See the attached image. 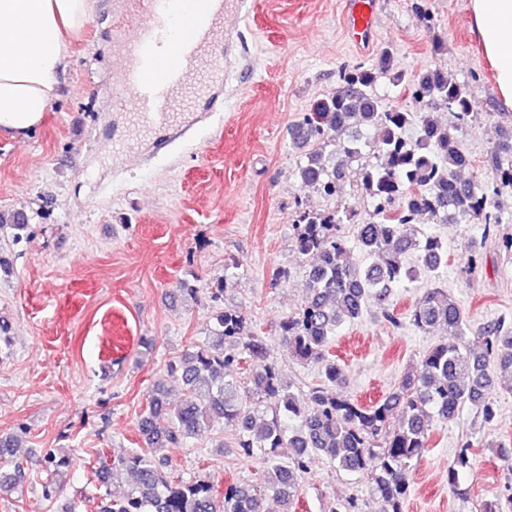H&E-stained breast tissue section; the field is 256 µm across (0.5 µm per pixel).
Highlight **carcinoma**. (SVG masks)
<instances>
[{
	"instance_id": "carcinoma-1",
	"label": "carcinoma",
	"mask_w": 512,
	"mask_h": 512,
	"mask_svg": "<svg viewBox=\"0 0 512 512\" xmlns=\"http://www.w3.org/2000/svg\"><path fill=\"white\" fill-rule=\"evenodd\" d=\"M410 7L433 32V48L442 50L444 41L426 0H410ZM383 76L404 85L419 109L386 105L376 92ZM439 106L455 112L463 124L473 115L475 102L468 85L448 72L429 69L407 76L385 50L374 63L345 71L328 100L302 117L311 149L298 175L324 196H336L350 163L360 160L365 149L376 158V163L353 170L357 186L373 206L371 219L354 224L356 246L374 258L371 265L353 262L348 241L339 234L341 225L353 224L352 211H305L294 224L295 247L309 264L307 298L281 321L279 340L296 362L320 367L322 384L301 399L282 382L273 363L243 383L227 374L247 358H266L267 346L249 335L239 310L219 307L208 340L168 365V376L185 386L184 397L171 404L163 384L152 390L149 411L138 424L147 447L177 448L222 422L235 431L244 455L265 457L264 482L272 495L237 484L220 492L205 479L174 480L149 455L133 453L101 462L104 479L124 471L132 483L124 496L103 498L99 512H289L298 478L316 455L342 470L367 475L384 512H403L412 471L430 445L433 421L451 423L467 406L492 418L491 392L512 382V320L475 328L461 304L442 288L426 289L409 310L414 327L442 340L409 367L388 395L370 404L340 395L342 369L329 357L337 329L356 322L370 305L387 322L399 323L392 289L418 279V270L406 264L408 253H417L422 270L435 280L448 266L440 239L418 224L453 220L479 225L481 242L473 244L472 272L480 263L483 242L490 238L497 240L499 252L512 258V233L500 232L495 201L499 193L512 192V129L500 131L489 153L488 183L462 184L457 171L469 166L470 158L456 128L435 116ZM410 128L415 129L412 139L406 137ZM4 226L17 242L29 235L22 212H0V228ZM471 334L481 338L482 352L466 348ZM160 415L168 418L164 429L155 423ZM474 448H493L507 456L503 442L461 440L448 465V488L455 494Z\"/></svg>"
}]
</instances>
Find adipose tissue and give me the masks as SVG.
Wrapping results in <instances>:
<instances>
[{
	"label": "adipose tissue",
	"mask_w": 512,
	"mask_h": 512,
	"mask_svg": "<svg viewBox=\"0 0 512 512\" xmlns=\"http://www.w3.org/2000/svg\"><path fill=\"white\" fill-rule=\"evenodd\" d=\"M91 13L92 0H0V131L22 136L40 123L59 96L65 36ZM468 21L512 107V0H469Z\"/></svg>",
	"instance_id": "ef3b65f1"
}]
</instances>
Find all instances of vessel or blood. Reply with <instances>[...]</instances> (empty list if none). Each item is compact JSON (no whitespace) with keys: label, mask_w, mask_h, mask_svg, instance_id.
<instances>
[{"label":"vessel or blood","mask_w":512,"mask_h":512,"mask_svg":"<svg viewBox=\"0 0 512 512\" xmlns=\"http://www.w3.org/2000/svg\"><path fill=\"white\" fill-rule=\"evenodd\" d=\"M240 0H114L113 98L127 133L114 158L163 126H180L224 88L227 14ZM349 35L359 48L376 38L377 0H348Z\"/></svg>","instance_id":"vessel-or-blood-1"}]
</instances>
